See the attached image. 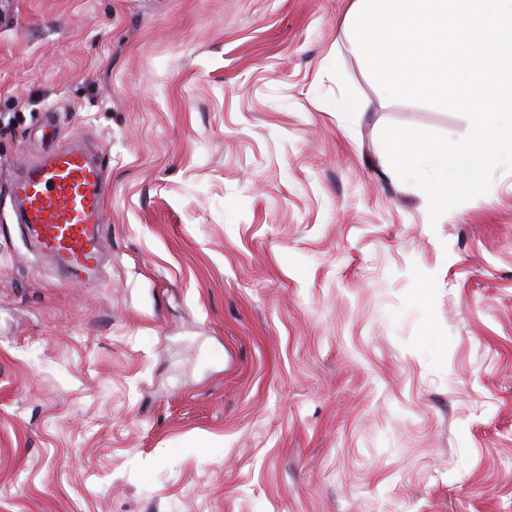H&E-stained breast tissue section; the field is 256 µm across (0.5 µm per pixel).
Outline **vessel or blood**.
Here are the masks:
<instances>
[{"mask_svg":"<svg viewBox=\"0 0 512 512\" xmlns=\"http://www.w3.org/2000/svg\"><path fill=\"white\" fill-rule=\"evenodd\" d=\"M108 192L102 159L77 142L45 153L21 171L13 195L33 253L64 274H93L102 255L100 224Z\"/></svg>","mask_w":512,"mask_h":512,"instance_id":"b4317fda","label":"vessel or blood"}]
</instances>
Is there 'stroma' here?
I'll return each mask as SVG.
<instances>
[{"mask_svg":"<svg viewBox=\"0 0 512 512\" xmlns=\"http://www.w3.org/2000/svg\"><path fill=\"white\" fill-rule=\"evenodd\" d=\"M351 3L13 0L0 512H512V171L430 220L381 132L469 120L385 103ZM65 138L110 182L74 281L10 201Z\"/></svg>","mask_w":512,"mask_h":512,"instance_id":"stroma-1","label":"stroma"}]
</instances>
